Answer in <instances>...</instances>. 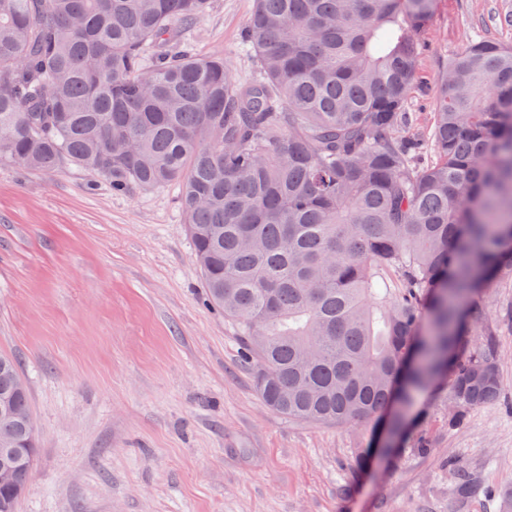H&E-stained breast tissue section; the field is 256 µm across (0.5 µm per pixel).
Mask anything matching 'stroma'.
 <instances>
[{
	"label": "stroma",
	"instance_id": "stroma-1",
	"mask_svg": "<svg viewBox=\"0 0 512 512\" xmlns=\"http://www.w3.org/2000/svg\"><path fill=\"white\" fill-rule=\"evenodd\" d=\"M253 0H212L186 40L258 75ZM512 0H436L408 100L433 121L445 61L468 40L512 45ZM497 324L502 398L448 429L446 379L419 391L389 451L374 424L314 425L260 400L235 327L205 299L176 187L112 193L69 165H0V352L30 393L37 453L18 512H502L512 487V283ZM432 440L428 452L417 435Z\"/></svg>",
	"mask_w": 512,
	"mask_h": 512
}]
</instances>
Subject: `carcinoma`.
Wrapping results in <instances>:
<instances>
[{
    "label": "carcinoma",
    "mask_w": 512,
    "mask_h": 512,
    "mask_svg": "<svg viewBox=\"0 0 512 512\" xmlns=\"http://www.w3.org/2000/svg\"><path fill=\"white\" fill-rule=\"evenodd\" d=\"M211 2L0 0V164L74 165L116 193L177 185L208 302L283 416L390 412L395 430L443 374L448 427L497 403L479 296L512 281V46L469 40L428 138L407 137L435 0H254L249 83L175 46ZM4 397L0 436L36 449L1 353Z\"/></svg>",
    "instance_id": "carcinoma-1"
}]
</instances>
